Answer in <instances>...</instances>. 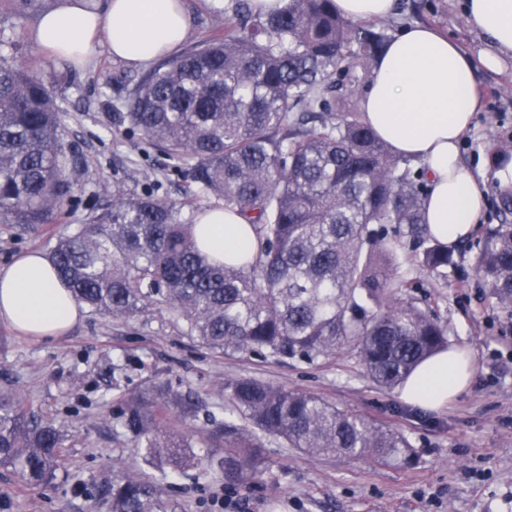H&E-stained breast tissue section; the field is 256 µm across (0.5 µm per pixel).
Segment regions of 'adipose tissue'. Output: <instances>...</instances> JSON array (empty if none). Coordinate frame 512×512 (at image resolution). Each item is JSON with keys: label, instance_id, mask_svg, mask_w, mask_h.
I'll return each mask as SVG.
<instances>
[{"label": "adipose tissue", "instance_id": "ef3b65f1", "mask_svg": "<svg viewBox=\"0 0 512 512\" xmlns=\"http://www.w3.org/2000/svg\"><path fill=\"white\" fill-rule=\"evenodd\" d=\"M470 26L496 48L485 59L496 69L512 54V0H466ZM191 24L184 0H57L36 27V42L49 57L86 64L99 38L113 58L137 67L176 51ZM480 100L472 62L458 44L427 25L405 29L377 60L361 102L366 122L397 154L424 166L429 191L423 207L428 228L451 245L473 230L485 205L486 183L465 166L459 143L470 129ZM198 245L221 261L254 249L256 239L236 210L221 206L198 212ZM80 311L45 256L25 254L0 269V321L28 336H57ZM474 364L455 350L435 355L406 379L402 401L425 411L447 407L468 387Z\"/></svg>", "mask_w": 512, "mask_h": 512}]
</instances>
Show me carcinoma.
<instances>
[{"label": "carcinoma", "instance_id": "obj_1", "mask_svg": "<svg viewBox=\"0 0 512 512\" xmlns=\"http://www.w3.org/2000/svg\"><path fill=\"white\" fill-rule=\"evenodd\" d=\"M390 40L385 29L336 12L334 0H288L269 13L236 0L224 24L168 57L129 91L115 120L161 148L196 187L194 198L112 194L82 223L52 239L48 260L74 300L129 319L162 306L183 332L222 355L279 362L330 361L354 351L372 381L391 389L419 363L448 349V322L410 297L417 280L396 276L410 246L417 266L444 278L453 253L424 220L428 184L393 154L351 102ZM60 115L33 68L0 55V224H58L73 197L59 137ZM217 197L242 215L257 248L213 263L201 253L183 206ZM474 268L512 316V224H494ZM240 424L224 425V479L260 473L256 449L275 438L312 456L409 465L405 432L342 411L305 391L251 377L229 384ZM161 409L132 402L122 426L159 471L198 463L166 427L184 407L167 388ZM65 431L29 417L0 393V466L33 488L56 479ZM111 512H177L138 474L113 481Z\"/></svg>", "mask_w": 512, "mask_h": 512}]
</instances>
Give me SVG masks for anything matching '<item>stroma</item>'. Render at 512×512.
Segmentation results:
<instances>
[{"label": "stroma", "instance_id": "1", "mask_svg": "<svg viewBox=\"0 0 512 512\" xmlns=\"http://www.w3.org/2000/svg\"><path fill=\"white\" fill-rule=\"evenodd\" d=\"M54 0H0V54L35 67L60 113L66 175L75 185L73 206L60 224L32 229L0 224V268L20 256L46 252L50 236L70 232L89 209L107 202L114 185L180 201L191 182L167 167L166 157L143 134H129L112 115L126 109V95L142 69L113 59L98 45L82 68L48 58L38 47L36 23ZM234 0H186L192 16L185 40L206 38ZM465 0H398L382 19L389 35L412 24L441 30L474 61L482 108L464 134L460 153L481 171L485 159L512 145V57L487 68L489 37L466 22ZM512 222L500 193L489 186L483 213L471 235L454 245L448 278L397 256L404 278H417L414 298L427 301L449 327L448 344L470 349L474 373L468 388L440 412H424L400 400L397 390L376 386L354 352L322 363L281 364L269 358L221 356L181 332L163 308L124 321L83 312L57 337L24 336L0 321V391L13 392L30 415L62 426L68 441L55 483L35 489L0 468V512H110L113 480L133 471L160 482L182 512H512V317L499 309L475 272L473 258L487 225ZM253 377L288 390L312 393L341 410L384 420L404 430L416 452L410 466L372 460L315 457L264 440L261 472L249 484L225 481L224 424L232 420L224 387ZM164 386L190 402L188 413L167 415L170 429L198 443L199 466L162 477L119 424L126 402Z\"/></svg>", "mask_w": 512, "mask_h": 512}]
</instances>
